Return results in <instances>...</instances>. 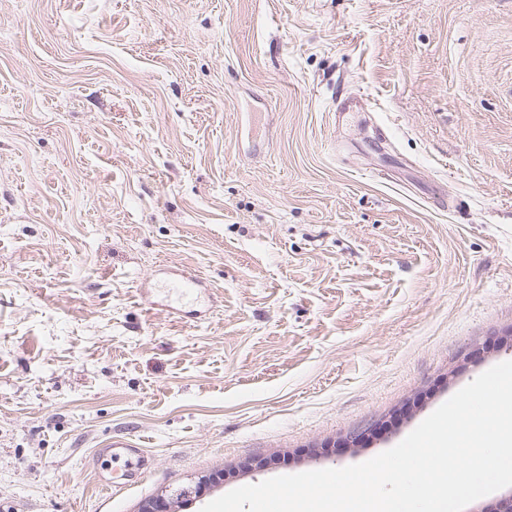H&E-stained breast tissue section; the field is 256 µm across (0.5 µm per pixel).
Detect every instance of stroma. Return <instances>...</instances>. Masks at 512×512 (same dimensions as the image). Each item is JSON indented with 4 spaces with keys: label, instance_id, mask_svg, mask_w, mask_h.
I'll list each match as a JSON object with an SVG mask.
<instances>
[{
    "label": "stroma",
    "instance_id": "stroma-1",
    "mask_svg": "<svg viewBox=\"0 0 512 512\" xmlns=\"http://www.w3.org/2000/svg\"><path fill=\"white\" fill-rule=\"evenodd\" d=\"M511 330L512 0H0V512L367 461Z\"/></svg>",
    "mask_w": 512,
    "mask_h": 512
}]
</instances>
